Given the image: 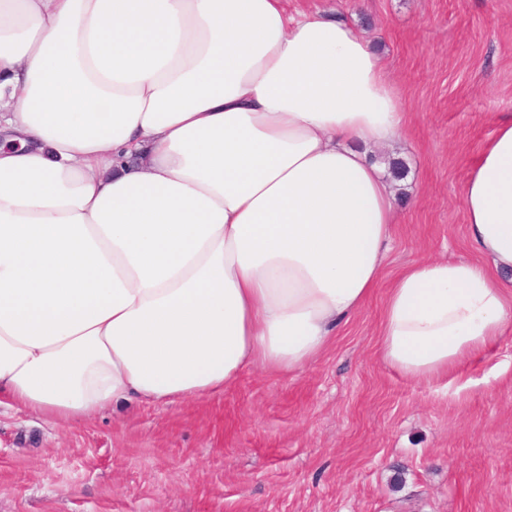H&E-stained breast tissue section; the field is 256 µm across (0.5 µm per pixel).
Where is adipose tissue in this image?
Masks as SVG:
<instances>
[{
    "label": "adipose tissue",
    "instance_id": "obj_1",
    "mask_svg": "<svg viewBox=\"0 0 512 512\" xmlns=\"http://www.w3.org/2000/svg\"><path fill=\"white\" fill-rule=\"evenodd\" d=\"M383 59L281 0H0V406L54 423L299 371L377 288L404 132ZM481 263L388 288L386 364L512 332V115L467 172Z\"/></svg>",
    "mask_w": 512,
    "mask_h": 512
}]
</instances>
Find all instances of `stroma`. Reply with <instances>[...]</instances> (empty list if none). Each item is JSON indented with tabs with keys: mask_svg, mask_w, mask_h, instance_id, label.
Here are the masks:
<instances>
[{
	"mask_svg": "<svg viewBox=\"0 0 512 512\" xmlns=\"http://www.w3.org/2000/svg\"><path fill=\"white\" fill-rule=\"evenodd\" d=\"M357 25L408 123L378 149L403 179L378 288L303 370L212 398L54 425L0 408V512H512V334L416 383L379 356L391 281L477 260L462 188L512 115V0H282Z\"/></svg>",
	"mask_w": 512,
	"mask_h": 512,
	"instance_id": "35a3bbf8",
	"label": "stroma"
}]
</instances>
